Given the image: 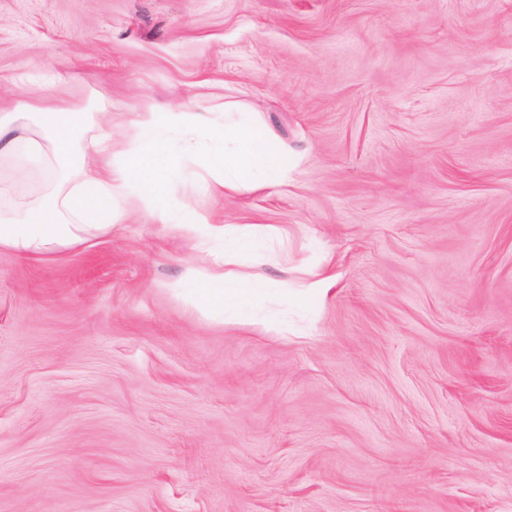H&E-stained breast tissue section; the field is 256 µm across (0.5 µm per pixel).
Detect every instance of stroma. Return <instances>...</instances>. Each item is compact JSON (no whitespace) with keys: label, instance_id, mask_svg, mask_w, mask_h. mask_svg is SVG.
<instances>
[{"label":"stroma","instance_id":"stroma-1","mask_svg":"<svg viewBox=\"0 0 512 512\" xmlns=\"http://www.w3.org/2000/svg\"><path fill=\"white\" fill-rule=\"evenodd\" d=\"M49 57L116 152L237 107L287 179L177 199L247 229L250 280H332L299 336L201 315L172 286L223 243L134 198L1 248L0 512H512V0H0V100Z\"/></svg>","mask_w":512,"mask_h":512}]
</instances>
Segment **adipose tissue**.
Returning <instances> with one entry per match:
<instances>
[{"mask_svg": "<svg viewBox=\"0 0 512 512\" xmlns=\"http://www.w3.org/2000/svg\"><path fill=\"white\" fill-rule=\"evenodd\" d=\"M139 133L121 156L112 152V115L81 112L60 104L52 89L0 111V157L18 164V175L44 170L56 188L40 205L7 208L0 214V248L28 257L85 244L91 233H111L124 215L123 202L137 197L161 224H177L189 235L220 239L232 233L228 224H213L203 215L177 219L178 203L171 196L173 180L188 163L197 161L191 143L173 147L178 130L206 129L213 152L201 161L198 178L203 194L278 185L288 162L259 127L207 128L198 112H153L138 119ZM179 294L194 309L207 313L234 304L240 321L252 319L269 297L281 300L305 295L319 298L326 282L306 288L277 289L236 277L222 269L188 266Z\"/></svg>", "mask_w": 512, "mask_h": 512, "instance_id": "ef3b65f1", "label": "adipose tissue"}]
</instances>
